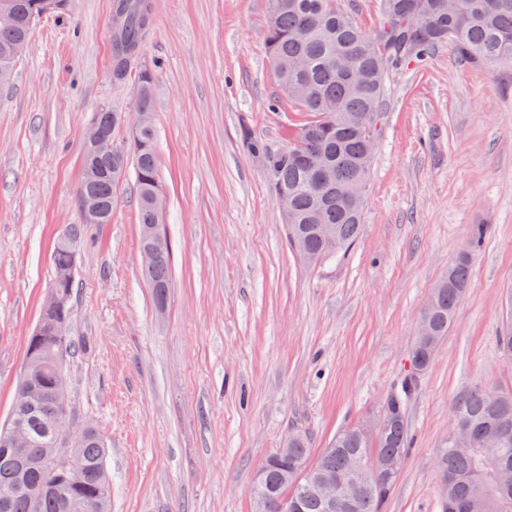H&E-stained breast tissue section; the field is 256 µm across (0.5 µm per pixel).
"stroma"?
Listing matches in <instances>:
<instances>
[{
    "label": "stroma",
    "instance_id": "obj_1",
    "mask_svg": "<svg viewBox=\"0 0 512 512\" xmlns=\"http://www.w3.org/2000/svg\"><path fill=\"white\" fill-rule=\"evenodd\" d=\"M152 4L124 82L111 74L112 0H69L37 24L0 91V424L51 252L82 221L85 133L101 110H133L147 67L173 247L166 307L142 271L128 184L79 247L69 330L83 345L67 364L73 423L106 441L111 512H255V474L289 433L316 454L373 422L410 368L428 297L483 224L472 286L407 402L411 447L385 505L441 512L437 453L455 396L512 389L499 353L512 325V62H466L445 44L391 76L361 232L309 266L240 141L246 126L285 145L304 118L270 107L265 0Z\"/></svg>",
    "mask_w": 512,
    "mask_h": 512
}]
</instances>
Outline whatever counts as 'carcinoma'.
<instances>
[{"mask_svg":"<svg viewBox=\"0 0 512 512\" xmlns=\"http://www.w3.org/2000/svg\"><path fill=\"white\" fill-rule=\"evenodd\" d=\"M45 0H0V11L14 13L15 22L0 26V70H14L22 58L34 29L32 18ZM265 45L281 87L292 104L307 119L292 132L288 144L276 147L256 137L249 127L241 129V142L249 155L267 162L265 174L273 194L288 195V216L284 217L288 238H303L304 262L315 265L347 250L357 239L363 206L348 204L341 193H365L371 177L373 155L368 135L379 136L387 82L392 73L418 68L435 48L451 43L460 57L472 62L512 61V0H381L382 24L372 35L363 31L338 0H266ZM112 15L124 17V24L112 29V80H125L129 67L144 44L152 16L151 0H112ZM427 16L425 26L413 20ZM153 74L139 75L135 108L153 114ZM97 122L109 134L120 126L118 112L102 110ZM156 130L149 121L133 137L130 146L117 145L112 156L101 158L95 169L83 165L81 186L91 189L104 215L112 221V200L134 171V188L140 224V246L149 242L150 229L159 223L165 206L155 152ZM321 154L328 174L320 179L309 169L307 157ZM87 224H70L57 240L51 254L54 273L70 271L76 248ZM162 249L158 258L144 265V274L156 304L166 301L171 288L170 241L159 231ZM486 227L475 225L468 248L451 264L448 273L434 287L421 320L428 323L434 344H415L411 366L425 372L448 335L460 302L471 288L470 261L481 247ZM42 352L37 359L42 388L51 392L55 360L74 354L77 345L68 338L58 354L51 337H41ZM416 381L404 379L383 403L390 411L388 427L377 436L358 427L342 429L316 458H311L307 439L298 434L288 439V465L266 459L265 479L253 485L254 498H263L267 512H281L285 498H299L301 512H328L326 502L307 483L295 484L292 469L308 472L312 479L321 473L342 475L357 467L358 486L336 512H383L399 474L388 476L383 464L406 458L410 447L404 412L406 398ZM59 411L44 398L23 406L15 396L8 421L22 420L30 435V455L22 464L0 447V494L19 482L43 490L34 506L22 493L14 494L7 510L0 512H67V500L80 498L91 505L112 500V482L100 476L106 466L107 449L101 435L87 428L79 456L86 479L70 485L65 476L49 477L41 458L42 450L59 444ZM453 424L465 437L452 436L440 450V477L448 479V491L441 492V512H456L453 506L468 503L478 512H512V486L497 487L489 468L499 464L512 469V392H488L474 388L459 393L453 403Z\"/></svg>","mask_w":512,"mask_h":512,"instance_id":"1","label":"carcinoma"}]
</instances>
